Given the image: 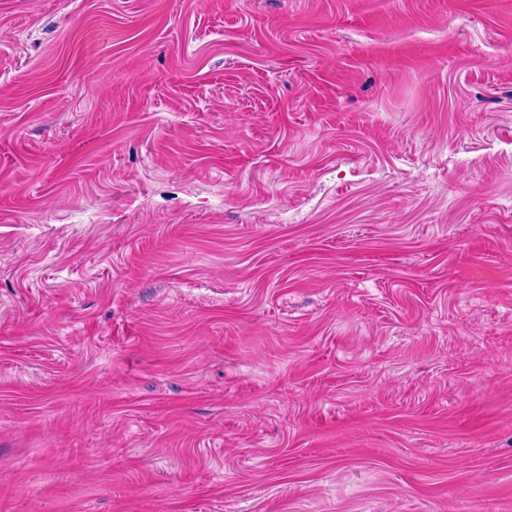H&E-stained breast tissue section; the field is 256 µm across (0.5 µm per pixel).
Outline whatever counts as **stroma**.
<instances>
[{"label":"stroma","instance_id":"stroma-1","mask_svg":"<svg viewBox=\"0 0 512 512\" xmlns=\"http://www.w3.org/2000/svg\"><path fill=\"white\" fill-rule=\"evenodd\" d=\"M0 512H512V0H0Z\"/></svg>","mask_w":512,"mask_h":512}]
</instances>
